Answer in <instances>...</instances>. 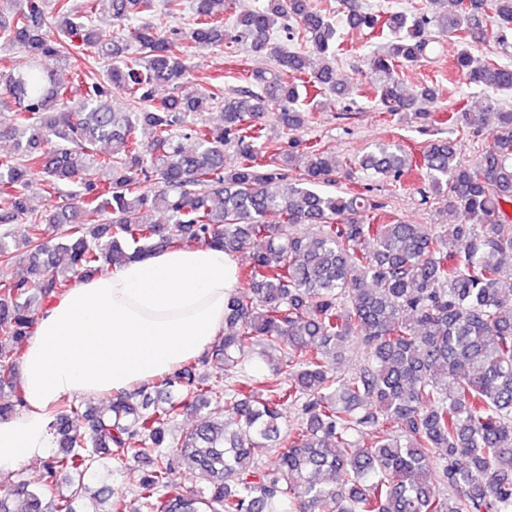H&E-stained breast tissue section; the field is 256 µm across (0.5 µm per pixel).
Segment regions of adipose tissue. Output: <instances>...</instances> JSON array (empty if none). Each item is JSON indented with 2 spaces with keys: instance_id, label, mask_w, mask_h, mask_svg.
Wrapping results in <instances>:
<instances>
[{
  "instance_id": "1",
  "label": "adipose tissue",
  "mask_w": 512,
  "mask_h": 512,
  "mask_svg": "<svg viewBox=\"0 0 512 512\" xmlns=\"http://www.w3.org/2000/svg\"><path fill=\"white\" fill-rule=\"evenodd\" d=\"M237 267L220 249H166L48 301L20 363L25 406L0 420V478L47 455L60 400L152 383L206 350L224 332Z\"/></svg>"
}]
</instances>
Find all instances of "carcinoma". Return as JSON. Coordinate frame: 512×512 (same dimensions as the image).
Masks as SVG:
<instances>
[{
    "instance_id": "obj_1",
    "label": "carcinoma",
    "mask_w": 512,
    "mask_h": 512,
    "mask_svg": "<svg viewBox=\"0 0 512 512\" xmlns=\"http://www.w3.org/2000/svg\"><path fill=\"white\" fill-rule=\"evenodd\" d=\"M0 42L25 61L0 71V104L16 106L0 136L13 153L0 159V265L26 274L0 282V418L25 406L19 360L48 299L106 267L186 245L252 250L239 269L244 290L224 309V336L208 352L155 381L112 395L107 409L62 400L49 432L53 448L33 477L0 490V512H124L123 496L102 470L129 457L146 463L136 489L139 512H512V109L489 101L484 112L458 110L456 124L479 132L494 116L492 145L475 161L458 158L450 138L418 157L378 144L356 167L398 181L413 172L458 224L424 229L396 219L373 224L381 204L361 193H336L347 163L330 150H300L293 138L265 160L267 112L293 134L308 125L302 102L336 81L337 30L309 0H266L224 22L230 0H194L193 27L162 31L142 20L152 0H11ZM113 26H130L138 58L94 25L97 6ZM355 29L388 30L374 56L373 91L385 112L425 127L439 90L406 93L396 69L428 58L432 30L462 48L452 67L469 83L512 90V67L474 54L497 28L512 37V0H428L423 11L382 14L348 8ZM308 50L288 51L275 32ZM93 50L70 82L57 77L63 49ZM245 42L277 68L254 72L250 87L224 89L221 75L194 96L156 98L178 87L198 49ZM305 75L299 80L297 76ZM120 91L132 108L114 105ZM221 109L213 127L201 115ZM194 141L184 151L179 138ZM236 148L228 166L224 147ZM300 165L301 182L288 171ZM42 192L69 203L49 213L30 205L29 176ZM152 182L155 189L144 186ZM161 212L167 221L153 219ZM318 224L314 236L297 231ZM359 344L364 363L342 374L336 363ZM270 375L242 369L252 356ZM216 362L224 373L199 368ZM224 414L211 415L213 403ZM296 422L282 431L283 410ZM198 423L176 438L185 414ZM370 432L367 446L358 437ZM273 454L261 467L257 453ZM437 480L428 478L430 469ZM200 471L208 485L191 489L180 475Z\"/></svg>"
}]
</instances>
